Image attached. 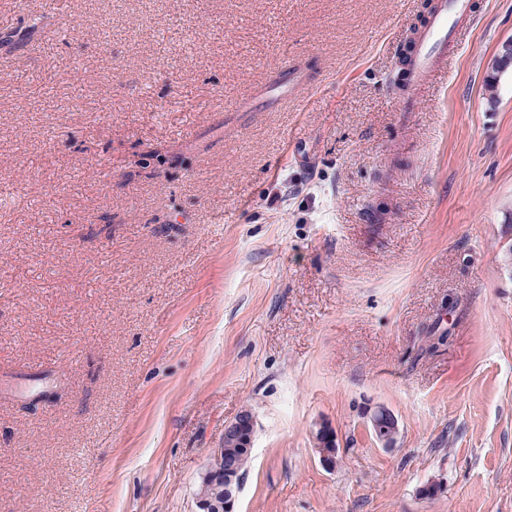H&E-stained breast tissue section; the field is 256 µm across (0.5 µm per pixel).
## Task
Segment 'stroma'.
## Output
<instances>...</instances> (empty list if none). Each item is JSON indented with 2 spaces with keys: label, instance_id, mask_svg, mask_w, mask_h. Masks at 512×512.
Returning <instances> with one entry per match:
<instances>
[{
  "label": "stroma",
  "instance_id": "stroma-1",
  "mask_svg": "<svg viewBox=\"0 0 512 512\" xmlns=\"http://www.w3.org/2000/svg\"><path fill=\"white\" fill-rule=\"evenodd\" d=\"M429 2L0 0V512H198L244 409L235 512H512V0L402 116ZM509 67H512V57H509L508 55H505L503 53L497 54L491 66V73L487 76L485 80V86L487 88V91L489 92L488 97L486 98L487 105L489 106V108L493 109L497 104L495 88L498 81V75L508 71ZM235 419L224 426V442L227 438L233 439L241 451L249 453L254 436V419L248 411H242Z\"/></svg>",
  "mask_w": 512,
  "mask_h": 512
}]
</instances>
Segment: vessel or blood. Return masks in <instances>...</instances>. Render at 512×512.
Returning a JSON list of instances; mask_svg holds the SVG:
<instances>
[{"label":"vessel or blood","instance_id":"1","mask_svg":"<svg viewBox=\"0 0 512 512\" xmlns=\"http://www.w3.org/2000/svg\"><path fill=\"white\" fill-rule=\"evenodd\" d=\"M470 10L471 0H436L427 22L412 32L400 58L402 85L395 91L398 111H411L414 91L430 79L449 33L466 21Z\"/></svg>","mask_w":512,"mask_h":512}]
</instances>
